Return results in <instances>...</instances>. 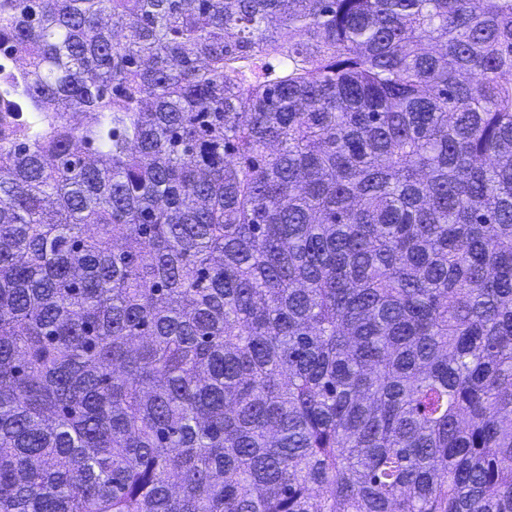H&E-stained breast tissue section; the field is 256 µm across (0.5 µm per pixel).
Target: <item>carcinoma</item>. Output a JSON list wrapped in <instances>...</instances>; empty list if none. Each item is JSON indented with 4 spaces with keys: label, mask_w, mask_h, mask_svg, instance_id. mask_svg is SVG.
Returning <instances> with one entry per match:
<instances>
[{
    "label": "carcinoma",
    "mask_w": 512,
    "mask_h": 512,
    "mask_svg": "<svg viewBox=\"0 0 512 512\" xmlns=\"http://www.w3.org/2000/svg\"><path fill=\"white\" fill-rule=\"evenodd\" d=\"M0 512H512V0H0Z\"/></svg>",
    "instance_id": "carcinoma-1"
}]
</instances>
